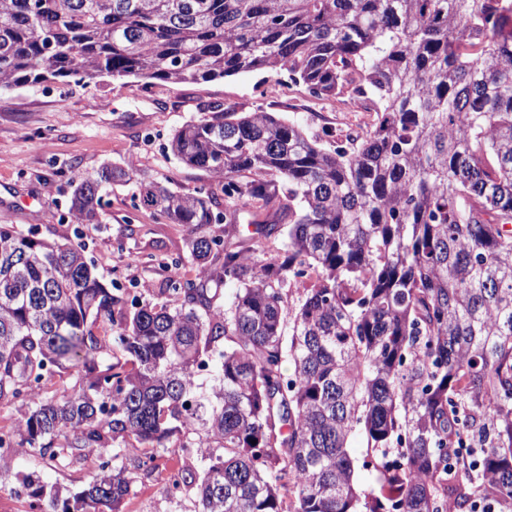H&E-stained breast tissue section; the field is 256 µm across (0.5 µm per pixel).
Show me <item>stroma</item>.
I'll list each match as a JSON object with an SVG mask.
<instances>
[{
	"label": "stroma",
	"instance_id": "1",
	"mask_svg": "<svg viewBox=\"0 0 512 512\" xmlns=\"http://www.w3.org/2000/svg\"><path fill=\"white\" fill-rule=\"evenodd\" d=\"M280 87L263 97L259 88ZM209 104L241 112H274L300 124L325 146L345 134L369 131L375 115L352 103L350 95L316 98L306 85L284 72L258 71L201 84H150L134 78H102L83 84L67 78L42 85L0 91V224L33 229L37 237L57 240L72 231L71 182L114 164L161 182L182 194L210 188V177L180 162L168 148L176 130L198 119ZM134 183L107 188L102 221L84 229L86 255L104 281L122 288L126 300L159 302V275L179 252L187 236L152 210L136 207ZM266 214L244 206L233 242L265 262L276 241L255 243L256 222ZM181 454L161 452L152 473L140 479L125 512H190V500L174 501L164 493L170 471ZM33 471L42 479L72 490L87 482L85 468L59 471L39 458L19 459L0 469V512H28L26 494H15V473Z\"/></svg>",
	"mask_w": 512,
	"mask_h": 512
}]
</instances>
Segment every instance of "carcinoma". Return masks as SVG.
<instances>
[{
	"label": "carcinoma",
	"mask_w": 512,
	"mask_h": 512,
	"mask_svg": "<svg viewBox=\"0 0 512 512\" xmlns=\"http://www.w3.org/2000/svg\"><path fill=\"white\" fill-rule=\"evenodd\" d=\"M255 71L346 92L373 129L327 148L208 105L170 146L220 193L106 166L73 237L0 224V468L107 455L65 496L17 473L39 512H123L167 448L191 512H512V0H0L1 90ZM131 180L195 274L125 312L81 239ZM255 203L282 238L262 264L213 230Z\"/></svg>",
	"instance_id": "cac0c4a2"
}]
</instances>
